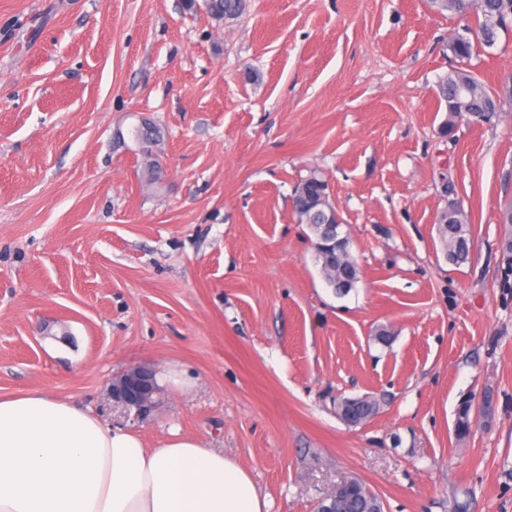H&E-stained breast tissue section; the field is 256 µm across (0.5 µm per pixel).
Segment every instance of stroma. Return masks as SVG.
Segmentation results:
<instances>
[{"mask_svg":"<svg viewBox=\"0 0 512 512\" xmlns=\"http://www.w3.org/2000/svg\"><path fill=\"white\" fill-rule=\"evenodd\" d=\"M463 26L427 0H246L222 22L183 0H0V395L223 449L269 512H314L351 476L384 512H512V111L440 135ZM470 66L511 79L512 35ZM312 175L361 270L343 297L293 211ZM452 201L460 266L435 227ZM134 365L165 376L143 418L108 398ZM340 395L384 402L351 427ZM439 240L448 249L445 259L454 265L468 262L471 255L472 238L468 216L458 206L441 210L436 218Z\"/></svg>","mask_w":512,"mask_h":512,"instance_id":"1","label":"stroma"}]
</instances>
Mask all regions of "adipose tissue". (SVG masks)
Listing matches in <instances>:
<instances>
[{"label":"adipose tissue","mask_w":512,"mask_h":512,"mask_svg":"<svg viewBox=\"0 0 512 512\" xmlns=\"http://www.w3.org/2000/svg\"><path fill=\"white\" fill-rule=\"evenodd\" d=\"M251 473L172 433L150 448L39 391L0 396V512H269Z\"/></svg>","instance_id":"adipose-tissue-1"}]
</instances>
